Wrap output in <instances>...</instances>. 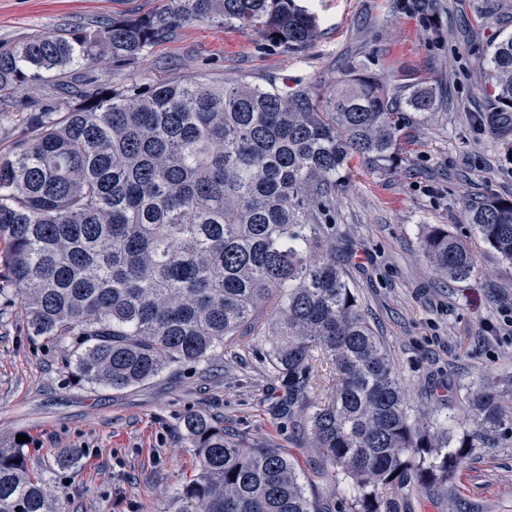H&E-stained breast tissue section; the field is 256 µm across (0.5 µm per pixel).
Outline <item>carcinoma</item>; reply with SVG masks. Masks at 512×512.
<instances>
[{"instance_id": "obj_1", "label": "carcinoma", "mask_w": 512, "mask_h": 512, "mask_svg": "<svg viewBox=\"0 0 512 512\" xmlns=\"http://www.w3.org/2000/svg\"><path fill=\"white\" fill-rule=\"evenodd\" d=\"M189 21L249 28L291 53L319 29L298 0H166L157 12L0 48V112L17 109V90L102 56L133 64ZM490 65L495 111L512 119V37ZM434 105L432 89L390 94L364 67L330 91L185 78L84 88L67 112L44 103L0 153V299L25 311L30 335L72 348L78 380L114 390L209 364L230 345H264L288 409L304 413L355 512H396V484L445 496L469 449L512 433V393H476L459 437L448 418L413 414L336 261L331 224L352 161L397 167L398 114ZM467 222L512 264V201L473 203ZM420 249L447 280L475 269L446 224L431 225ZM269 305L272 322L261 317ZM325 365L331 396L314 406ZM180 427L199 465L174 512H319L280 449L249 445L198 412ZM0 512H57L20 446H0Z\"/></svg>"}]
</instances>
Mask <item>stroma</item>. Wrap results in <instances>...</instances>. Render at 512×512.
I'll return each mask as SVG.
<instances>
[{"label":"stroma","mask_w":512,"mask_h":512,"mask_svg":"<svg viewBox=\"0 0 512 512\" xmlns=\"http://www.w3.org/2000/svg\"><path fill=\"white\" fill-rule=\"evenodd\" d=\"M320 35L300 54L264 46L238 26L189 22L131 65L104 58L26 91L59 111L70 87L154 85L187 77L213 85L335 86L367 66L393 93L433 88L425 115L405 113L401 162L391 173L353 164L336 195L338 255L381 336L412 408L464 420L468 398L512 377V265L465 221L473 201L512 199V125L493 110L489 52L512 35V0H299ZM164 0H0V43L160 9ZM444 224L476 256L470 279L434 275L420 250L429 225ZM68 345L29 335L21 308L0 313V444L27 435L26 464L43 476L59 512H172L173 495L198 469L179 422L206 414L248 442L293 457L322 512H353L346 483L326 469L301 414L275 410L283 393L260 354L225 349L213 363L166 372L124 390L76 382ZM79 451L77 472L54 469ZM399 512H512V435L472 449L448 497L396 488Z\"/></svg>","instance_id":"stroma-1"}]
</instances>
